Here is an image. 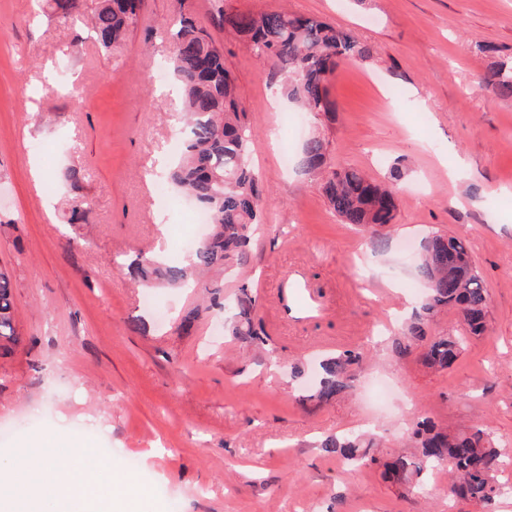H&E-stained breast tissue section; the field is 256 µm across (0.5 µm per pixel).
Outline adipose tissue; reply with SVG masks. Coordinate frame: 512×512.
Instances as JSON below:
<instances>
[{
    "label": "adipose tissue",
    "mask_w": 512,
    "mask_h": 512,
    "mask_svg": "<svg viewBox=\"0 0 512 512\" xmlns=\"http://www.w3.org/2000/svg\"><path fill=\"white\" fill-rule=\"evenodd\" d=\"M11 454L22 462L25 476L15 495L0 497V512H96L101 506L99 478L105 471L125 497L141 491L135 477L113 468L111 461L85 445L71 448L68 470L58 466L51 452L28 445L12 449Z\"/></svg>",
    "instance_id": "ef3b65f1"
}]
</instances>
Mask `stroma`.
Instances as JSON below:
<instances>
[{
    "label": "stroma",
    "mask_w": 512,
    "mask_h": 512,
    "mask_svg": "<svg viewBox=\"0 0 512 512\" xmlns=\"http://www.w3.org/2000/svg\"><path fill=\"white\" fill-rule=\"evenodd\" d=\"M225 9L280 7L351 30L372 55L340 68L334 121L286 119L270 65L213 27L214 0H193L224 48L255 130L251 158L270 205L250 261L226 273L222 307L210 289L135 283L119 263L140 255L187 262L191 201L156 202L144 175L174 159L182 106L157 81L168 44L147 41L175 0H147L131 36L100 53L37 0H0V267L9 271L17 345L0 350V461L27 443L106 449L136 460L137 512H482L448 495L439 468L420 491L384 475L410 422L457 431L487 425L512 457V99L479 89L480 45L512 55V0H223ZM335 168L399 182L395 224L375 250L341 223L301 165L311 128ZM289 147L292 162L282 166ZM80 168L88 208L70 223ZM40 179H33V171ZM164 223H156V213ZM439 231L469 241L489 294L488 333L446 370L419 349L392 350L423 290L416 259ZM249 285L270 337L231 336L230 305ZM200 314L183 325L192 309ZM367 350L354 388L327 402L309 393L323 359ZM300 377H293V368ZM373 431L372 464L344 470L322 441Z\"/></svg>",
    "instance_id": "stroma-1"
}]
</instances>
